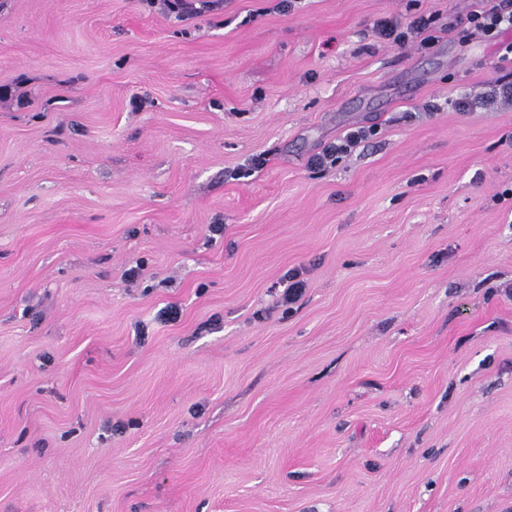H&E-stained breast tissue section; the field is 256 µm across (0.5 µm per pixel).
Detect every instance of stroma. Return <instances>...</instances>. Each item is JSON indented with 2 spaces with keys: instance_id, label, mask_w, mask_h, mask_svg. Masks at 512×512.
I'll use <instances>...</instances> for the list:
<instances>
[{
  "instance_id": "obj_1",
  "label": "stroma",
  "mask_w": 512,
  "mask_h": 512,
  "mask_svg": "<svg viewBox=\"0 0 512 512\" xmlns=\"http://www.w3.org/2000/svg\"><path fill=\"white\" fill-rule=\"evenodd\" d=\"M471 8L0 0V512H512V107L454 105L499 74ZM420 14L427 48L373 29ZM219 0H158L161 9L168 14H175L180 20L193 19L202 16L213 9ZM372 134L373 129L371 128L365 129L362 127L351 130L342 138L338 139L336 143L325 148L322 153L313 156L309 164L314 169L325 168L328 164L333 165L342 155L350 153Z\"/></svg>"
}]
</instances>
